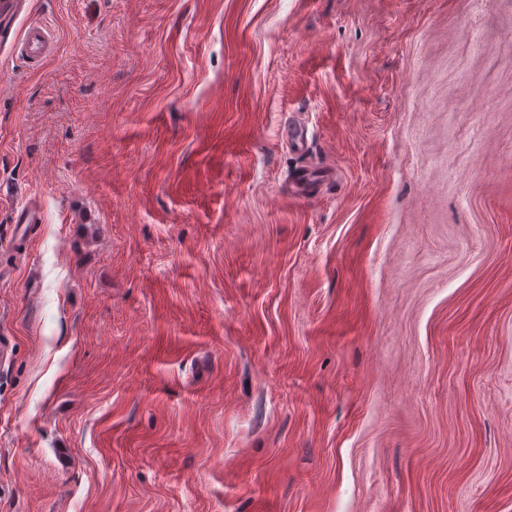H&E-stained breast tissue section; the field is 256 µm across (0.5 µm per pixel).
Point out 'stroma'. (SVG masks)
Listing matches in <instances>:
<instances>
[{"label":"stroma","instance_id":"stroma-1","mask_svg":"<svg viewBox=\"0 0 512 512\" xmlns=\"http://www.w3.org/2000/svg\"><path fill=\"white\" fill-rule=\"evenodd\" d=\"M22 2L0 512H512V0ZM22 43L25 55L32 60L45 59L51 50V38L41 26H29L22 36Z\"/></svg>","mask_w":512,"mask_h":512}]
</instances>
